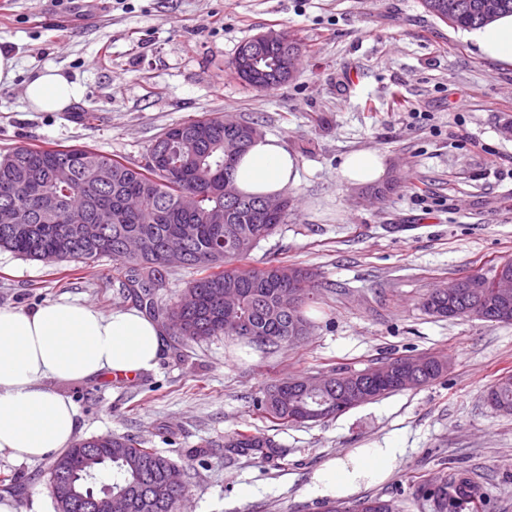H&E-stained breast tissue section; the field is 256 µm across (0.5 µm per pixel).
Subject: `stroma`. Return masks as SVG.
Returning a JSON list of instances; mask_svg holds the SVG:
<instances>
[{"label":"stroma","instance_id":"stroma-1","mask_svg":"<svg viewBox=\"0 0 512 512\" xmlns=\"http://www.w3.org/2000/svg\"><path fill=\"white\" fill-rule=\"evenodd\" d=\"M0 0V48L16 58L0 87V156L25 145L88 146L140 161L162 129L201 115L257 125L297 158L288 219L249 256L313 268L309 336L262 350L220 336L163 338L158 364L123 383L66 389L80 436L135 435L188 473L186 512H328L314 474L352 448H397L390 478L366 488L401 512H433L419 481L470 471L486 512H512V415L490 386L512 372V325L439 320L424 297L512 259V67L477 54L421 0ZM275 30L303 46L293 78L258 91L236 76L239 45ZM48 67L78 87L62 112L31 111L27 82ZM384 153L390 186L341 183L342 156ZM111 258L46 264L0 251V308L63 297L107 311L135 301L107 286ZM442 354L447 374L316 423L281 425L253 406L273 382L361 371L392 357ZM271 437L273 454L228 455L225 435ZM49 459L0 453V480L22 484L16 512H54Z\"/></svg>","mask_w":512,"mask_h":512}]
</instances>
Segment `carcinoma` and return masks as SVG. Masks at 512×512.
Segmentation results:
<instances>
[{
  "label": "carcinoma",
  "mask_w": 512,
  "mask_h": 512,
  "mask_svg": "<svg viewBox=\"0 0 512 512\" xmlns=\"http://www.w3.org/2000/svg\"><path fill=\"white\" fill-rule=\"evenodd\" d=\"M448 0H421L425 11L456 28L487 23L481 0H458L452 14H441L439 4ZM245 127L260 136L249 122L207 123L204 117L178 122L164 129L146 150L140 163L122 162L87 147L65 150L20 146L0 159V205L22 202L28 219L22 224H0V250L44 263L93 261L109 256L115 262L112 280L128 290L139 305L167 321L177 339L202 341L213 336L245 340L259 348H280L298 341V329L310 326L305 306L314 299V273L305 267L270 259L260 267L244 265L252 249L271 236L288 216L260 213L258 197L238 194V202L224 197V174L235 175L238 159L251 141L234 145L237 129ZM71 164L73 177L61 185L53 170L60 162ZM112 169V181L100 184L96 171ZM208 171L199 183L198 169ZM195 195L191 210L183 209L181 196ZM112 214L108 224L97 222L98 214ZM186 226L194 227L191 238L182 239ZM183 253L182 267L203 276L186 293L196 297V306L182 310L178 304L161 306L156 289L164 287L171 264L170 253ZM239 292L237 312L227 315L224 291ZM298 294L294 308L282 306L286 289ZM432 364L427 383L448 372V358L429 356ZM309 377L297 376L261 391L255 408L264 418L280 424H306L303 409L327 410L323 418L335 417L361 405L347 397L321 392L302 394ZM489 406L512 415V374H504L489 388ZM230 451L270 453L271 440L259 433L241 431L224 441ZM112 470V493L138 490L134 512H177L187 491L183 468L154 448L130 435H114L101 441L83 439L54 457L48 469L55 492V512H91L88 501L102 495L98 475ZM434 503V512H459L460 499L471 491L463 476L443 477L438 486H421ZM380 497H365L347 506L338 503L332 512H376Z\"/></svg>",
  "instance_id": "cac0c4a2"
}]
</instances>
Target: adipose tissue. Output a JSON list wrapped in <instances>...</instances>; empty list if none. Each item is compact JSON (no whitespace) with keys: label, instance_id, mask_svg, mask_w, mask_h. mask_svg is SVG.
I'll list each match as a JSON object with an SVG mask.
<instances>
[{"label":"adipose tissue","instance_id":"1","mask_svg":"<svg viewBox=\"0 0 512 512\" xmlns=\"http://www.w3.org/2000/svg\"><path fill=\"white\" fill-rule=\"evenodd\" d=\"M465 40L484 58L512 66V15L466 31ZM78 89L60 69L49 67L24 88L35 112L65 111ZM386 158L376 150H358L342 160L344 184H373L384 179ZM299 179L298 162L280 139L255 140L239 160L235 182L240 192L276 196ZM163 348L156 321L135 308L103 312L62 299L33 310L0 308V452L18 461H36L69 448L78 434L79 414L64 385L108 372L133 377L153 368ZM396 448H353L316 472L312 495L331 500L352 497L384 482L393 472Z\"/></svg>","mask_w":512,"mask_h":512}]
</instances>
